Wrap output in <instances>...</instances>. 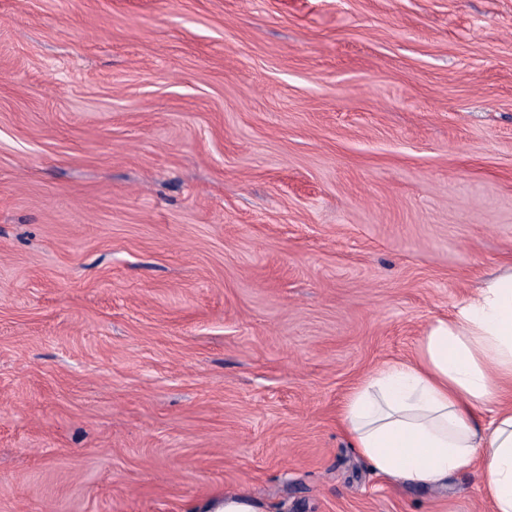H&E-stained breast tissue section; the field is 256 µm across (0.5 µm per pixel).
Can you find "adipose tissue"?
Segmentation results:
<instances>
[{"label":"adipose tissue","mask_w":512,"mask_h":512,"mask_svg":"<svg viewBox=\"0 0 512 512\" xmlns=\"http://www.w3.org/2000/svg\"><path fill=\"white\" fill-rule=\"evenodd\" d=\"M340 417L378 475L432 486L478 467L493 512H512V267L431 323L412 359L364 376Z\"/></svg>","instance_id":"adipose-tissue-1"}]
</instances>
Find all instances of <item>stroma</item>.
Masks as SVG:
<instances>
[{
    "mask_svg": "<svg viewBox=\"0 0 512 512\" xmlns=\"http://www.w3.org/2000/svg\"><path fill=\"white\" fill-rule=\"evenodd\" d=\"M512 266V0H0V512H492L339 412ZM200 512H261V510L255 501L245 495L224 493L223 497L209 501L205 511Z\"/></svg>",
    "mask_w": 512,
    "mask_h": 512,
    "instance_id": "35a3bbf8",
    "label": "stroma"
}]
</instances>
